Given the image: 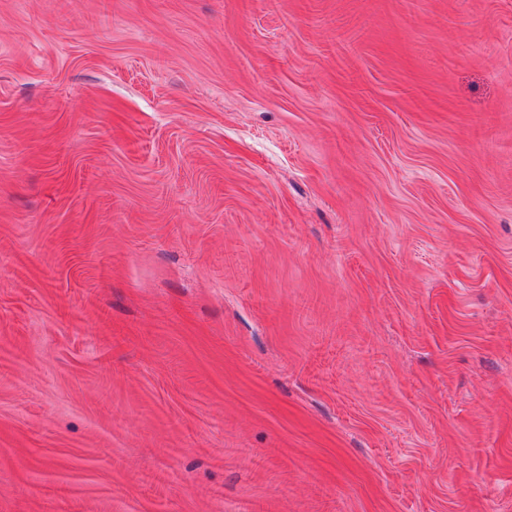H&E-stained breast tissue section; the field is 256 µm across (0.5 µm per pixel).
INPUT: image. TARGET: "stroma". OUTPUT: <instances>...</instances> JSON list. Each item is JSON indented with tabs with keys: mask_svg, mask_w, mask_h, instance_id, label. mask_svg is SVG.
I'll return each instance as SVG.
<instances>
[{
	"mask_svg": "<svg viewBox=\"0 0 512 512\" xmlns=\"http://www.w3.org/2000/svg\"><path fill=\"white\" fill-rule=\"evenodd\" d=\"M0 512H512V0H0Z\"/></svg>",
	"mask_w": 512,
	"mask_h": 512,
	"instance_id": "stroma-1",
	"label": "stroma"
}]
</instances>
